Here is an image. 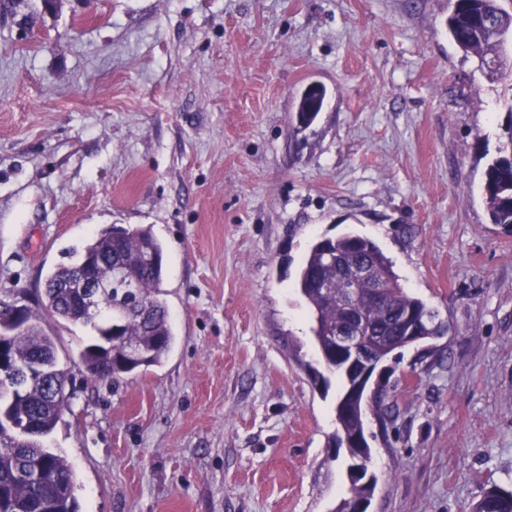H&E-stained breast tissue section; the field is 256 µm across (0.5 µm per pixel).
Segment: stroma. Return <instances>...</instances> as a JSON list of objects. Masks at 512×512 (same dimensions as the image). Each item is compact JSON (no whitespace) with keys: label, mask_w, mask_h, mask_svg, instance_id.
Listing matches in <instances>:
<instances>
[{"label":"stroma","mask_w":512,"mask_h":512,"mask_svg":"<svg viewBox=\"0 0 512 512\" xmlns=\"http://www.w3.org/2000/svg\"><path fill=\"white\" fill-rule=\"evenodd\" d=\"M448 0H0V302L71 372L50 435L80 512H335L337 377L296 275L310 244L375 241L446 335L378 369L371 512H469L512 491V232L483 174L512 105L464 58ZM326 89L295 131L302 90ZM114 225L164 248L176 336L119 384L93 329L48 314L63 248ZM470 512H512V492L499 487L485 490L471 506Z\"/></svg>","instance_id":"obj_1"}]
</instances>
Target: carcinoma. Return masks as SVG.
<instances>
[{
  "instance_id": "cac0c4a2",
  "label": "carcinoma",
  "mask_w": 512,
  "mask_h": 512,
  "mask_svg": "<svg viewBox=\"0 0 512 512\" xmlns=\"http://www.w3.org/2000/svg\"><path fill=\"white\" fill-rule=\"evenodd\" d=\"M503 2L448 0L446 20L448 37L464 56L476 59L497 80L512 77V60H502L501 45L495 36L497 32L512 34V9ZM508 114L505 142L499 148V156L486 169L483 193L491 222L512 232V104ZM69 257L70 263L47 276L43 301L53 316L90 325L95 330L96 335L80 352L87 375L95 381L115 384L128 375L161 364L175 336L168 308L159 298L163 246L151 230L114 225L92 237L81 249L70 252ZM358 259L377 267L383 277L379 300L370 298L369 285L362 288L372 332L390 344L387 351L373 354L375 362L409 346L403 326L393 321L396 315L407 310L421 313L423 336H436L441 328L436 322L437 314L401 286L392 261L374 241L354 233L320 238L308 249L297 274L296 288L309 307L321 359L338 375H343V371L336 369L333 360L332 333L345 319V311L337 300L343 283L336 279V264ZM129 270L135 273L140 299L148 304L144 315L131 314L107 292L100 298V309L91 311L86 306L84 289L70 286L71 281L85 274L111 273L119 278ZM7 345L15 371L0 374V405L7 407L14 421H28L33 434L18 444L14 428L0 422V512H79L74 472L66 457L44 442L62 421L49 391L55 385H69V379L56 370L58 351L54 340L34 327H13ZM364 404L361 400L356 411L336 412V438L364 433ZM34 463L44 465L45 478L39 482L20 481L18 472ZM373 493L374 489L363 481L350 480L349 496L340 502L337 512H345L350 504ZM470 512H512V492L489 488Z\"/></svg>"
}]
</instances>
